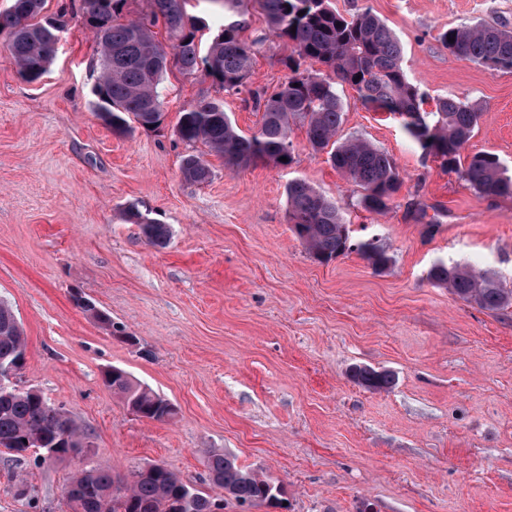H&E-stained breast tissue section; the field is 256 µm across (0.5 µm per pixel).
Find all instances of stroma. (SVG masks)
I'll return each mask as SVG.
<instances>
[{"label":"stroma","instance_id":"35a3bbf8","mask_svg":"<svg viewBox=\"0 0 512 512\" xmlns=\"http://www.w3.org/2000/svg\"><path fill=\"white\" fill-rule=\"evenodd\" d=\"M332 4L380 16L428 98L477 105L466 154H494L512 173V72L455 57L438 39L451 26L512 22V0ZM242 19L243 38H266L249 85L273 89L288 47L269 36L257 0ZM99 71L100 47L77 14L37 81L0 48V301L27 349L16 384L93 443L56 461L32 449L19 463L0 447V512H70L75 474L125 476L152 463L241 512L209 479L212 450L282 485V512H512V306L485 310L427 278L436 263H458L512 290V198L442 170L348 86L342 136L387 151L404 178L388 214L359 206L358 188L297 125L288 168L231 170L212 155L211 181L192 184L180 172L181 111L223 102L249 135L260 114L248 95L172 67L160 128L118 136L93 110ZM294 179L337 202L354 240H379L388 267L375 271L355 252L310 256L288 223ZM133 203L168 225L166 246L126 219ZM75 290L110 325L81 312ZM110 366L169 399L175 416L133 414L102 382ZM355 366L390 372L392 386L358 384Z\"/></svg>","mask_w":512,"mask_h":512}]
</instances>
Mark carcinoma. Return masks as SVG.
Segmentation results:
<instances>
[{
	"mask_svg": "<svg viewBox=\"0 0 512 512\" xmlns=\"http://www.w3.org/2000/svg\"><path fill=\"white\" fill-rule=\"evenodd\" d=\"M151 10L121 22L125 0H98L97 10L86 16V24L98 40L100 75L97 115L116 135L125 136L141 127L157 128L163 116L161 85L174 58L180 71L199 73L226 93L249 95L262 112L261 125L250 137L239 134L224 104L202 99L180 112L176 134L191 147L198 142L224 158L228 168H241L261 160L276 168L294 162L289 139L290 124L301 123L315 152H325L332 166L360 189L359 204L375 214H386L402 188V178L392 157L366 139L339 137L343 124L340 88L349 86L368 109L400 119L404 130L432 155L444 170L455 172L487 197H512V176L498 159L486 152L461 163V152L474 137L479 109L451 96L439 97L427 111L424 94L408 78L402 65V48L387 24L369 8L348 16L336 11L331 0H257L265 14L269 32L288 44L283 59L288 76L273 92L252 89L248 79L253 58L265 41L243 40L242 21L224 19V28L201 54L197 32L199 20L187 16L186 0H149ZM44 0H13L0 11V37L19 73L28 81L38 80L52 61L49 44L66 29L65 11L43 14ZM163 26L170 44L156 39L154 28ZM448 52L474 61L490 70L512 71V25L507 21L482 22L450 27L439 35ZM319 63L324 71L312 69ZM287 161H281V158ZM187 181L204 184L212 170L201 156L189 153L181 162ZM288 223L316 260L327 262L348 252H358L374 269H385L391 258L377 240L351 241L341 209L302 179L288 182ZM133 223L142 227L153 245H163L169 236L166 225L150 218L138 206L128 208ZM427 278L446 285L463 300L491 311L512 304V291L482 272L461 265L434 264ZM26 350L21 326L12 309L0 303V365L15 362ZM352 377L359 384L385 390L392 376L384 371L358 366ZM113 392L134 404L141 417L166 421L175 407L162 404L152 389L121 378L109 382ZM62 431L80 438L81 430L68 414L42 405L39 398L17 393L0 399V447L17 454L38 440ZM207 468L210 481L240 506L266 502L281 505L282 498L269 494L274 481L237 465L222 453H212ZM128 485L106 470L88 471L76 478L67 492H76L82 512H224V500L203 491L187 498L189 485L168 469L142 476L138 472Z\"/></svg>",
	"mask_w": 512,
	"mask_h": 512,
	"instance_id": "cac0c4a2",
	"label": "carcinoma"
}]
</instances>
